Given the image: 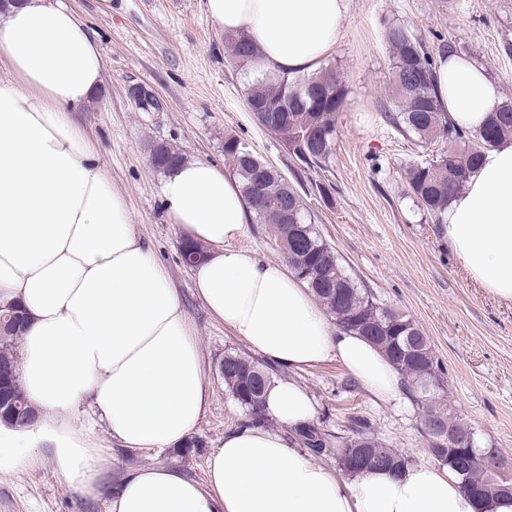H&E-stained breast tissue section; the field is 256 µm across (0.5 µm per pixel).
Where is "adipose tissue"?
<instances>
[{
    "mask_svg": "<svg viewBox=\"0 0 512 512\" xmlns=\"http://www.w3.org/2000/svg\"><path fill=\"white\" fill-rule=\"evenodd\" d=\"M348 0H206L224 33L247 35L260 70L316 71L336 47ZM436 92L448 122L478 131L500 100L483 66L439 54ZM0 304L27 325L20 383L37 428L0 430V472L36 467L48 447L67 484L106 496L108 512H512V498L475 502L443 464L348 475L318 463L279 432L243 426L212 448L205 481L171 466L127 470L107 486L103 448L76 426L90 405L130 451L183 445L212 397L202 351L179 292L138 236L123 195L73 117L103 82L99 50L64 0H18L0 11ZM169 218L208 247L194 268L211 315L269 363L301 371L336 358L377 400L400 376L363 337L335 327L283 261L232 248L249 222L239 181L189 160L162 189ZM448 246L472 279L512 302V140L488 150L444 215ZM270 418L313 420L308 392L275 379Z\"/></svg>",
    "mask_w": 512,
    "mask_h": 512,
    "instance_id": "ef3b65f1",
    "label": "adipose tissue"
}]
</instances>
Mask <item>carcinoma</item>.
<instances>
[{"label": "carcinoma", "instance_id": "cac0c4a2", "mask_svg": "<svg viewBox=\"0 0 512 512\" xmlns=\"http://www.w3.org/2000/svg\"><path fill=\"white\" fill-rule=\"evenodd\" d=\"M389 49L395 99L388 120L420 148L437 141L447 144L432 160L416 162L405 173L410 196L430 219L443 223L452 197L463 191L476 172L483 154L503 139L512 137V99L501 101L479 132L448 127L435 92L434 57L422 39L401 23L384 29ZM230 57L240 67L257 61L258 49L241 34L226 36ZM349 89L344 73L321 68L303 76H254L246 86V101L255 122L279 136L293 149L291 158L301 170L324 169L333 153L339 114ZM224 160L242 183L254 219L268 226L283 259L294 269L332 315L336 325L379 347L401 377L413 388H428V371L438 365L419 326L389 308L347 273L340 255L308 219L302 196L268 162L244 147V140L224 137ZM11 319L0 328V422L6 424L32 415L15 367V340L22 336L26 320L16 306L0 308ZM225 392L245 412V424L264 427L269 417L263 398L273 369L235 351L224 353L218 364ZM443 420L462 431L471 426L451 413L425 404L422 425ZM290 438L314 457L331 455L345 473L373 469L402 470L409 460L372 435L371 423L353 416L346 430L330 432L313 423L290 430ZM475 456L468 480L484 489L482 497L504 494L512 486V474L501 472L498 481L488 474L494 462ZM370 458L361 467L351 464L358 454Z\"/></svg>", "mask_w": 512, "mask_h": 512}]
</instances>
